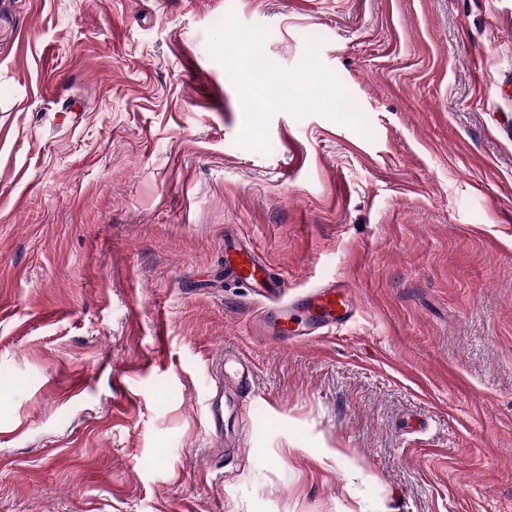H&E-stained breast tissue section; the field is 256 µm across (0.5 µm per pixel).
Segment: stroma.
<instances>
[{
    "instance_id": "35a3bbf8",
    "label": "stroma",
    "mask_w": 512,
    "mask_h": 512,
    "mask_svg": "<svg viewBox=\"0 0 512 512\" xmlns=\"http://www.w3.org/2000/svg\"><path fill=\"white\" fill-rule=\"evenodd\" d=\"M229 15L373 139L239 146ZM228 227L354 320L255 335ZM0 512H512V0H0ZM229 381L244 394H249L253 390V372L250 363L238 353H224V362L218 364L214 377L215 389H213L214 395L209 407L207 429L216 437L223 436L224 416L221 401L224 395V383Z\"/></svg>"
}]
</instances>
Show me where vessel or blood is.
I'll use <instances>...</instances> for the list:
<instances>
[{
    "mask_svg": "<svg viewBox=\"0 0 512 512\" xmlns=\"http://www.w3.org/2000/svg\"><path fill=\"white\" fill-rule=\"evenodd\" d=\"M224 278L266 300L267 306L258 324L259 331L272 334L284 344L335 333L336 329L351 322L355 315L350 289L335 281L310 289L300 299L286 300V281L272 276L249 240L232 231L224 234ZM214 382L207 429L211 435L219 437L223 434L224 426L221 408L224 385L230 382L240 392L251 393L252 368L244 356L225 353L223 362L218 365Z\"/></svg>",
    "mask_w": 512,
    "mask_h": 512,
    "instance_id": "vessel-or-blood-1",
    "label": "vessel or blood"
}]
</instances>
